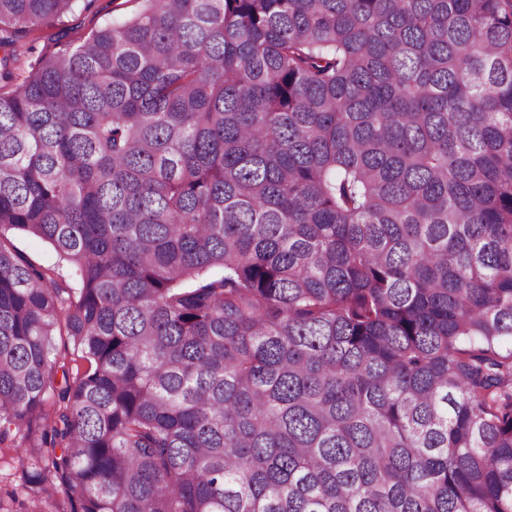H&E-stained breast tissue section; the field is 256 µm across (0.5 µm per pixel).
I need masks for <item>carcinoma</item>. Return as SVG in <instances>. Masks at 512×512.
Returning a JSON list of instances; mask_svg holds the SVG:
<instances>
[{
  "instance_id": "1",
  "label": "carcinoma",
  "mask_w": 512,
  "mask_h": 512,
  "mask_svg": "<svg viewBox=\"0 0 512 512\" xmlns=\"http://www.w3.org/2000/svg\"><path fill=\"white\" fill-rule=\"evenodd\" d=\"M81 1L0 0L28 507L512 512V0H141L18 65ZM12 241L31 261L55 269V275H57L58 272L65 276L66 279L70 277L71 272L69 267L59 260L54 250L47 243L24 236H15Z\"/></svg>"
}]
</instances>
